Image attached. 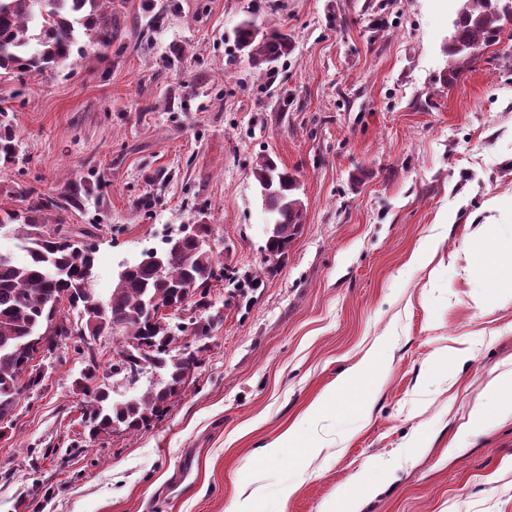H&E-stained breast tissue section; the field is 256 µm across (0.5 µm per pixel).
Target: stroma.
I'll list each match as a JSON object with an SVG mask.
<instances>
[{"instance_id": "stroma-1", "label": "stroma", "mask_w": 512, "mask_h": 512, "mask_svg": "<svg viewBox=\"0 0 512 512\" xmlns=\"http://www.w3.org/2000/svg\"><path fill=\"white\" fill-rule=\"evenodd\" d=\"M461 4L110 0V48L82 35L63 66L0 79L16 138L0 204L80 187L63 218L97 251V297L191 224L262 279L236 299L214 282L210 349L147 429L88 438L85 360L64 349L0 438V512H342L359 471L379 487L363 512H512V416L487 394L512 369V303L484 250L512 240V215L488 208L512 195V40L443 85ZM249 13L293 37L274 78L234 56ZM262 153L306 206L268 274ZM368 354L376 373L308 413ZM291 424L297 447L257 456Z\"/></svg>"}]
</instances>
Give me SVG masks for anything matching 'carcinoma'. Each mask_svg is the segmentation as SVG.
<instances>
[{"mask_svg": "<svg viewBox=\"0 0 512 512\" xmlns=\"http://www.w3.org/2000/svg\"><path fill=\"white\" fill-rule=\"evenodd\" d=\"M104 0H0V78L43 73L64 64L77 43L78 33L92 36L91 46L112 45V14L102 10ZM512 25V0H462L448 44L450 62L443 83L450 84L461 68L480 49L498 44L505 24ZM258 25L252 15L235 28V46L249 67L262 74L274 72L275 64L294 50L293 39L280 25ZM15 157V135L0 125V158ZM252 174L258 183L263 205L270 216L265 247L275 251L289 248L299 235L306 208L298 195L297 175L279 167L268 154L256 157ZM31 198L21 212L0 206V229L14 226L28 252L29 260L19 265L0 253V423L13 424L12 413L23 393L44 386L32 364L41 343L60 347L75 335L82 342L80 353L87 359L79 388L89 397L82 412L89 434H108L117 429L138 432L144 422L159 417L167 402L187 383L209 349L207 336L212 325L188 320L175 325L152 322L157 306L210 307V283L222 278L242 293L255 288L257 275L224 272L216 266L211 250L185 235L178 254L158 273L153 263L129 265L118 276L108 301L96 304L89 291L96 250L66 239L45 235V212L60 211L66 202L34 189H18ZM65 297L70 316L57 308ZM119 338V360L112 373L136 374L150 366L166 372L164 386L145 391L122 402H109V391L95 361L93 342L102 336Z\"/></svg>", "mask_w": 512, "mask_h": 512, "instance_id": "obj_1", "label": "carcinoma"}]
</instances>
